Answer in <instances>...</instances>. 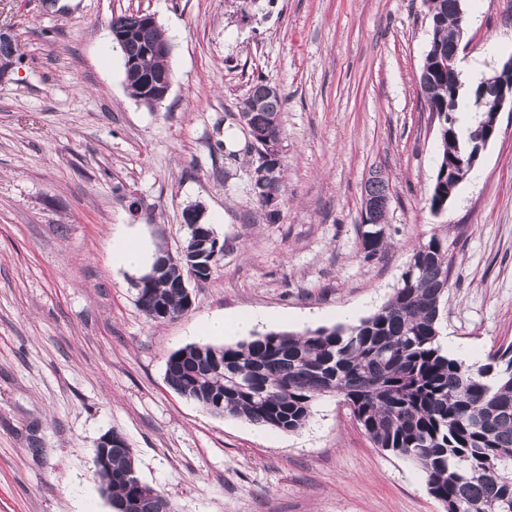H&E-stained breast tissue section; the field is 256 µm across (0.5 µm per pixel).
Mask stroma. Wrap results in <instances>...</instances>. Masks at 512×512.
<instances>
[{
  "instance_id": "35a3bbf8",
  "label": "stroma",
  "mask_w": 512,
  "mask_h": 512,
  "mask_svg": "<svg viewBox=\"0 0 512 512\" xmlns=\"http://www.w3.org/2000/svg\"><path fill=\"white\" fill-rule=\"evenodd\" d=\"M152 14L172 44V87L132 98L112 17ZM460 59L512 55V0H465ZM19 60L0 78V512H109L92 459L115 430L173 512H445L422 472L377 448L339 397L295 433L212 415L172 390L169 355L224 312L261 332L361 320L413 250L452 260L439 332L477 365L512 344V110L447 209L427 204L437 123L417 75L432 35L423 0H0ZM285 99L280 216L252 187L239 106L255 81ZM241 146L224 148L225 130ZM389 182L385 249L360 252L365 185ZM224 255L192 306L149 321L119 226L178 252L187 205Z\"/></svg>"
}]
</instances>
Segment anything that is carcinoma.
I'll return each instance as SVG.
<instances>
[{
  "mask_svg": "<svg viewBox=\"0 0 512 512\" xmlns=\"http://www.w3.org/2000/svg\"><path fill=\"white\" fill-rule=\"evenodd\" d=\"M433 36L427 44L418 87L428 106L444 114L438 126L439 159L427 200L438 214L448 206V163L466 154L485 136L486 114L495 97L468 90L474 112L466 135L458 125L462 83L448 67L458 40L463 0H431ZM127 87L136 100L152 105L144 91L172 76L168 57L150 51L168 43L148 15L112 19ZM243 111L256 128L280 116L284 99L260 80ZM365 194L381 201L376 221L386 223L389 186L377 175ZM361 236L364 258H375L385 239ZM448 246L436 237L414 251L390 299L355 325H336L303 333L268 332L234 344H190L173 351L165 378L179 395L210 413L293 433L304 428L314 400L335 394L375 447L416 465L429 494L445 512H512V346L499 348L475 373L444 355L438 345L440 305L449 287ZM151 321L188 312L180 276L162 274L137 293ZM224 361L216 370L214 358ZM109 469L94 470L116 512H172L164 495L149 484L133 490L138 477L133 450L124 437L108 449Z\"/></svg>",
  "mask_w": 512,
  "mask_h": 512,
  "instance_id": "1",
  "label": "carcinoma"
}]
</instances>
